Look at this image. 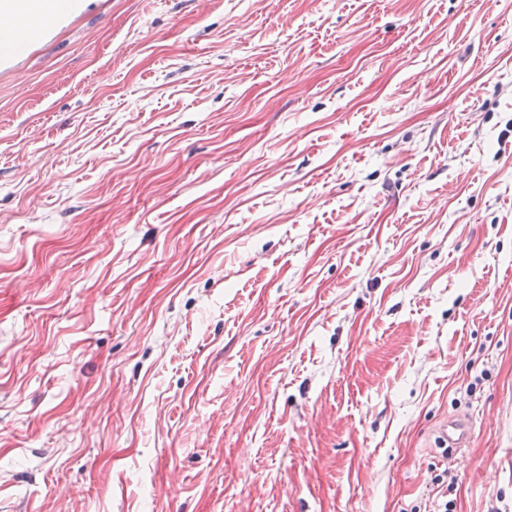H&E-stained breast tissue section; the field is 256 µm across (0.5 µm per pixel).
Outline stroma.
Listing matches in <instances>:
<instances>
[{"mask_svg": "<svg viewBox=\"0 0 512 512\" xmlns=\"http://www.w3.org/2000/svg\"><path fill=\"white\" fill-rule=\"evenodd\" d=\"M0 512H512V0H78L0 58ZM472 424L464 418H450L441 425L436 441L440 448H463L472 438Z\"/></svg>", "mask_w": 512, "mask_h": 512, "instance_id": "stroma-1", "label": "stroma"}]
</instances>
